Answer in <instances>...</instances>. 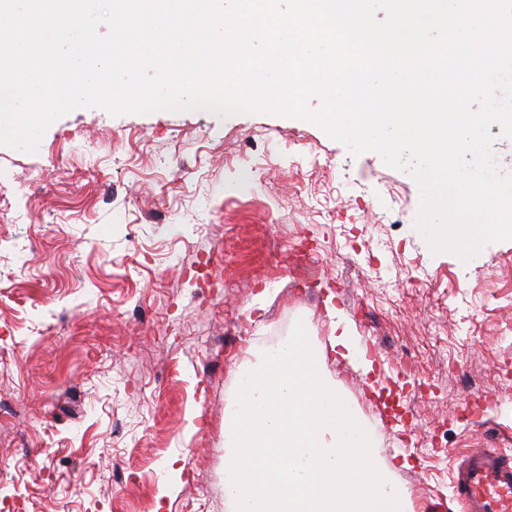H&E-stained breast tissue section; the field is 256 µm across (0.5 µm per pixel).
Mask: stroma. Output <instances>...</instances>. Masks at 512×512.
Segmentation results:
<instances>
[{
    "instance_id": "stroma-1",
    "label": "stroma",
    "mask_w": 512,
    "mask_h": 512,
    "mask_svg": "<svg viewBox=\"0 0 512 512\" xmlns=\"http://www.w3.org/2000/svg\"><path fill=\"white\" fill-rule=\"evenodd\" d=\"M419 198L283 115L93 106L0 146V512H227L236 375L299 322L413 506L448 498L449 449L512 428V240L432 253ZM336 333L338 334L333 336V348L340 354L341 357L347 359L351 363L356 364L362 370L364 375L369 374L372 371V367L370 364L361 361L357 357L352 331L348 328L347 325H342V320L336 324Z\"/></svg>"
}]
</instances>
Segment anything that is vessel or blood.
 Segmentation results:
<instances>
[{"mask_svg":"<svg viewBox=\"0 0 512 512\" xmlns=\"http://www.w3.org/2000/svg\"><path fill=\"white\" fill-rule=\"evenodd\" d=\"M450 488L460 512H512V456L476 445L454 460Z\"/></svg>","mask_w":512,"mask_h":512,"instance_id":"b4317fda","label":"vessel or blood"}]
</instances>
